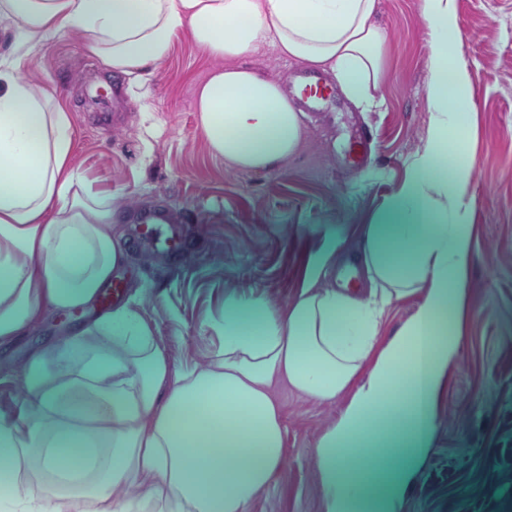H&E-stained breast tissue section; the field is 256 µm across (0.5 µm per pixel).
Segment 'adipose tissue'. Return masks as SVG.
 <instances>
[{
	"mask_svg": "<svg viewBox=\"0 0 512 512\" xmlns=\"http://www.w3.org/2000/svg\"><path fill=\"white\" fill-rule=\"evenodd\" d=\"M376 9L377 0H0L16 44L0 58V343L45 307L92 308L125 260L112 238L111 196L76 188L69 114L47 111L43 90L17 76L21 46L76 30L114 75L130 76L164 57L187 27L216 57L270 47L323 68L370 108L386 42ZM425 11L434 114L401 194L439 223L410 225L405 250L387 225H369L363 249L377 285L369 297L309 282L285 311L251 307L250 332L226 320L223 348L188 373L174 370L151 327L123 306L37 350L26 361L23 409L0 424L1 466L69 492L74 512H247L283 461L272 383L336 398L371 352L383 308L417 290L415 314L320 439L314 463L327 512H359L347 463L393 443L395 416L405 411L415 420L413 454L424 461L432 405L456 357L448 316L464 301L472 254L463 203L471 166L464 159L452 174L440 171L448 138L471 109L468 74L455 59L450 0H425ZM195 107L211 152L241 170L277 169L305 132L295 99L245 67L214 70Z\"/></svg>",
	"mask_w": 512,
	"mask_h": 512,
	"instance_id": "adipose-tissue-1",
	"label": "adipose tissue"
}]
</instances>
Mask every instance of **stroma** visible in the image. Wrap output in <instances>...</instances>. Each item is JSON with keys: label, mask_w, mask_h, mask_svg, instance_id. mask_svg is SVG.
<instances>
[{"label": "stroma", "mask_w": 512, "mask_h": 512, "mask_svg": "<svg viewBox=\"0 0 512 512\" xmlns=\"http://www.w3.org/2000/svg\"><path fill=\"white\" fill-rule=\"evenodd\" d=\"M456 50L469 74L472 109L464 134L452 139L444 168L471 162L465 202L473 253L457 341L435 398L432 449L420 471L404 448L373 468L350 462L349 493L383 508L403 487L401 512H512V0H452ZM384 28V71L373 88L376 107L336 94L306 113L307 135L280 168L239 171L215 157L199 128V87L224 60L210 56L190 29L177 31L165 57L133 76L113 77L88 48L62 32L31 40L23 78L42 86L51 108L69 112L71 165L84 188L161 204L179 215L192 267L168 257L145 269L129 248L130 224L116 216L112 232L126 246L118 273L123 300L152 327L176 371L204 364L223 344L230 303L264 300L282 310L306 284L321 256L328 282L348 259L363 260L371 224H419L423 218L399 190L428 146L433 109L432 30L425 0H377ZM124 90L116 103L112 85ZM132 127L111 138L103 113ZM367 161L354 164L356 141ZM420 295L392 299L378 322L383 350L410 320ZM93 310L45 311L40 322L0 345V422L15 418L26 395L25 369L41 343L60 341L100 315ZM356 386L325 402L277 380L283 465L247 512H327L314 466L322 435L342 414Z\"/></svg>", "instance_id": "1"}]
</instances>
